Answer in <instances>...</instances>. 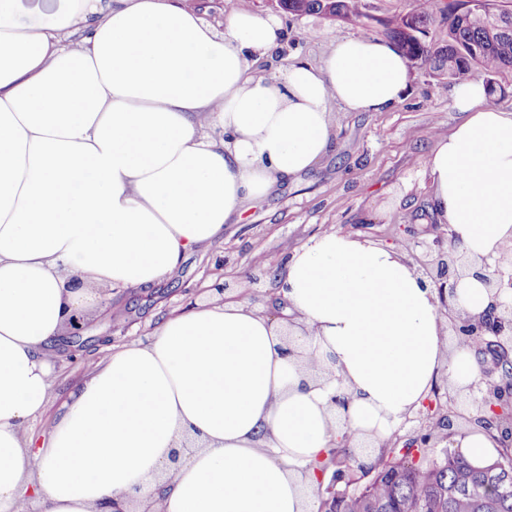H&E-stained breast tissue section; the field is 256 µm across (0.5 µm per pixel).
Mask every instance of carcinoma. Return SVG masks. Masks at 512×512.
<instances>
[{
	"label": "carcinoma",
	"instance_id": "carcinoma-1",
	"mask_svg": "<svg viewBox=\"0 0 512 512\" xmlns=\"http://www.w3.org/2000/svg\"><path fill=\"white\" fill-rule=\"evenodd\" d=\"M344 14L336 20L361 21L364 0H342ZM417 7L405 14L381 19L385 37L394 43L411 64L428 69L435 76L463 77L472 69L483 70L489 94L507 93L496 77L512 72V31L490 30L492 18L480 21L471 14L466 0H417ZM445 29L441 40L428 39L432 27ZM417 461L399 448H385L378 459L364 467L350 448L333 449L321 469L344 471L366 468L368 486L330 500L315 490L319 512H512V468L489 473L474 468L456 450L442 448L428 453L423 448Z\"/></svg>",
	"mask_w": 512,
	"mask_h": 512
}]
</instances>
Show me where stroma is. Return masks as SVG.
<instances>
[{"mask_svg": "<svg viewBox=\"0 0 512 512\" xmlns=\"http://www.w3.org/2000/svg\"><path fill=\"white\" fill-rule=\"evenodd\" d=\"M216 32L235 9L280 18L287 30L288 52L321 65L338 36L359 35L362 27L319 15L282 12L275 0H182ZM381 38L380 26L367 30ZM401 99L384 112H350L332 104L334 136L316 167L279 183L264 199L247 204L240 221L226 225L224 237L193 253L166 283L150 289L113 291L108 308L86 319L85 336L95 346L72 351L55 347L48 403L28 431L42 443L62 412L67 394L84 377L90 363L112 348L147 341L163 316L195 303H212L214 283L227 284L236 295L239 281L256 258L279 269L287 253L313 235L337 232L360 235L377 244L429 241L440 235L431 214V186L424 160L438 131L451 130L463 118L452 107L453 86L429 70L410 67Z\"/></svg>", "mask_w": 512, "mask_h": 512, "instance_id": "obj_1", "label": "stroma"}]
</instances>
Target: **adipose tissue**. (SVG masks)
<instances>
[{
  "mask_svg": "<svg viewBox=\"0 0 512 512\" xmlns=\"http://www.w3.org/2000/svg\"><path fill=\"white\" fill-rule=\"evenodd\" d=\"M286 39L247 11L216 33L178 0L27 14L0 0V512H24L30 490L42 512H127L133 494L140 512H318L317 466L343 434L372 463L439 376L464 393L479 380L404 249L321 233L278 276L291 325L244 298L164 317L91 366L33 449L26 425L72 313L101 309L106 286H157L312 169L331 103L383 112L407 86L406 59L365 36L336 38L321 66L256 75ZM452 106L464 118L425 169L434 215L474 261L456 302L477 316L481 262L512 239V111L476 78ZM448 445L481 467L500 442L469 430Z\"/></svg>",
  "mask_w": 512,
  "mask_h": 512,
  "instance_id": "1",
  "label": "adipose tissue"
}]
</instances>
